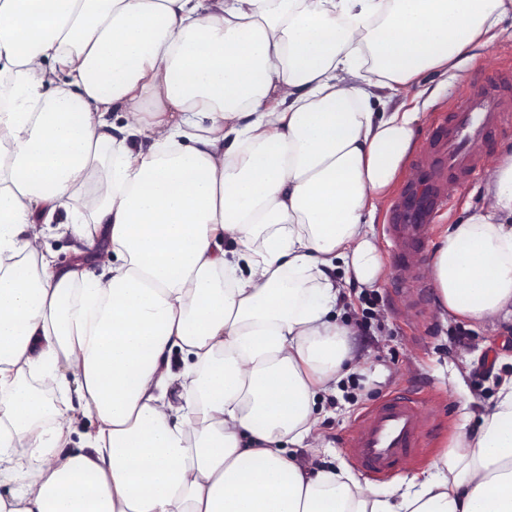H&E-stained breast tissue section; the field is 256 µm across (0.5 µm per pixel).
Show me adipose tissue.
I'll list each match as a JSON object with an SVG mask.
<instances>
[{
    "label": "adipose tissue",
    "mask_w": 512,
    "mask_h": 512,
    "mask_svg": "<svg viewBox=\"0 0 512 512\" xmlns=\"http://www.w3.org/2000/svg\"><path fill=\"white\" fill-rule=\"evenodd\" d=\"M495 39L512 0H0V512H512V375L389 492L287 453L356 369L343 285L380 282L423 119L391 100ZM481 194L430 273L442 313L512 324V147ZM39 218L94 225L111 276L37 252Z\"/></svg>",
    "instance_id": "1"
}]
</instances>
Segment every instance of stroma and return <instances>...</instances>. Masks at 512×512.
<instances>
[{"instance_id": "stroma-1", "label": "stroma", "mask_w": 512, "mask_h": 512, "mask_svg": "<svg viewBox=\"0 0 512 512\" xmlns=\"http://www.w3.org/2000/svg\"><path fill=\"white\" fill-rule=\"evenodd\" d=\"M495 64L512 67V41H493L483 49L478 65L465 67L454 79L446 81L442 76L426 74L420 100H404L406 107L420 106L424 114L418 137H425L454 97ZM24 235L34 238L38 251L56 254L62 265H70L79 257L93 276H109L115 256L107 244L87 249L85 241L56 223L34 224ZM345 289L354 293L355 299L341 321L354 328L351 342L363 369L349 377L341 393L327 397L323 404L318 430L330 445L323 455L327 465L354 468L342 440L352 433L355 419L365 408L394 392L420 394L431 423L421 450L400 473L376 476L354 468L363 482L384 491L399 476L426 470L447 451L460 433L463 412L471 413L469 427L477 429L480 413L496 399L499 381L512 375V364L507 361L512 355V326L492 331L473 328L462 318L440 317L437 291L432 285L424 290L426 301L420 316H411L402 310L388 272L378 288L364 297H357L356 284H346Z\"/></svg>"}]
</instances>
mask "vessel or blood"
<instances>
[{
  "mask_svg": "<svg viewBox=\"0 0 512 512\" xmlns=\"http://www.w3.org/2000/svg\"><path fill=\"white\" fill-rule=\"evenodd\" d=\"M512 72L483 78L449 112L444 125L430 130L414 172L388 207L385 231L393 243L392 267L403 279L398 295L410 308L422 303L419 293L429 274L425 244L431 226L447 211L463 185L473 183L488 166L483 140L505 125ZM428 431L425 411L407 393H396L364 411L357 432L345 447L355 464L374 475L392 473L417 449Z\"/></svg>",
  "mask_w": 512,
  "mask_h": 512,
  "instance_id": "b4317fda",
  "label": "vessel or blood"
}]
</instances>
